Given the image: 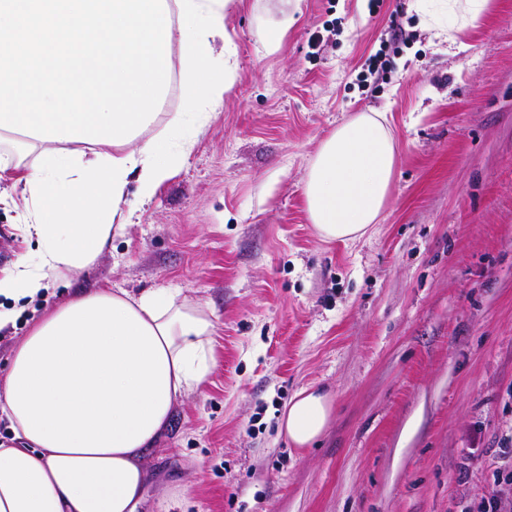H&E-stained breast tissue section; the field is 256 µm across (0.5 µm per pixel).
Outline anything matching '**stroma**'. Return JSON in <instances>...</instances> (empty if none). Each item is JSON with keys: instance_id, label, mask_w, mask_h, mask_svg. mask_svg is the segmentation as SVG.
Wrapping results in <instances>:
<instances>
[{"instance_id": "obj_1", "label": "stroma", "mask_w": 512, "mask_h": 512, "mask_svg": "<svg viewBox=\"0 0 512 512\" xmlns=\"http://www.w3.org/2000/svg\"><path fill=\"white\" fill-rule=\"evenodd\" d=\"M295 11L280 48L262 32ZM407 41L391 39L390 21ZM236 60L222 107L169 93L139 142L182 113L194 145L134 224L88 270L49 280L0 333V369L74 290L176 288L213 319L216 364L148 450L144 512H479L512 466V0L456 42L412 0H231ZM388 68L362 86L369 57ZM386 113L398 144L373 232L324 242L305 209L307 167L336 126ZM0 134V274L37 246ZM321 386L335 413L317 445L279 418Z\"/></svg>"}]
</instances>
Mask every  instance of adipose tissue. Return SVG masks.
I'll use <instances>...</instances> for the list:
<instances>
[{"mask_svg": "<svg viewBox=\"0 0 512 512\" xmlns=\"http://www.w3.org/2000/svg\"><path fill=\"white\" fill-rule=\"evenodd\" d=\"M492 0H414L444 41L476 26ZM229 0H167L171 36L182 46L180 91L218 109L232 63L208 71L211 41L226 35ZM167 137L127 150L54 147L22 177L32 206L35 264L0 276V296L37 297L49 277L86 270L125 231L129 183L152 196L193 145L173 115ZM385 113L365 112L322 142L305 183V206L325 241L362 238L379 222L397 161ZM214 323L180 291L137 296L97 288L73 294L39 320L0 373V416L18 446H0V512H141L143 453L174 407L207 381ZM334 416L331 393L304 387L284 409L280 430L296 448L313 445Z\"/></svg>", "mask_w": 512, "mask_h": 512, "instance_id": "obj_1", "label": "adipose tissue"}]
</instances>
